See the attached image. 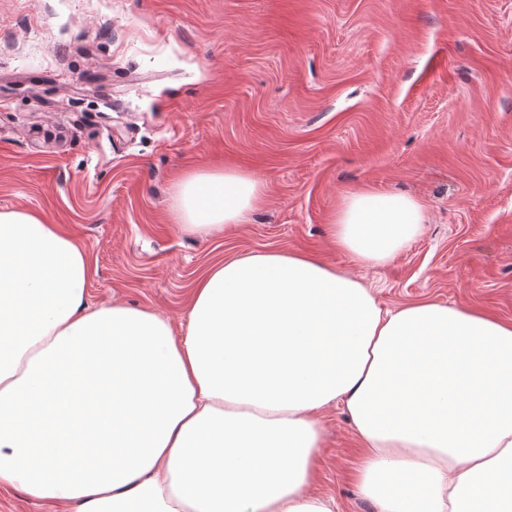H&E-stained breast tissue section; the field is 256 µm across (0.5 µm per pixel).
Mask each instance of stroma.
I'll list each match as a JSON object with an SVG mask.
<instances>
[{"label":"stroma","instance_id":"35a3bbf8","mask_svg":"<svg viewBox=\"0 0 512 512\" xmlns=\"http://www.w3.org/2000/svg\"><path fill=\"white\" fill-rule=\"evenodd\" d=\"M265 184L248 223L172 221L187 172ZM370 186L422 204L392 261L339 252L329 218ZM70 234L90 305L187 323L196 280L244 252H307L392 310L512 320V0H0V209ZM315 492L375 512L356 432L321 418Z\"/></svg>","mask_w":512,"mask_h":512}]
</instances>
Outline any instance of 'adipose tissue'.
I'll return each instance as SVG.
<instances>
[{
	"instance_id": "obj_1",
	"label": "adipose tissue",
	"mask_w": 512,
	"mask_h": 512,
	"mask_svg": "<svg viewBox=\"0 0 512 512\" xmlns=\"http://www.w3.org/2000/svg\"><path fill=\"white\" fill-rule=\"evenodd\" d=\"M174 223L207 233L265 202L236 169L175 187ZM416 200L365 187L330 221L367 266L421 232ZM85 250L0 209V495L75 512H334L310 491L321 413L361 442L353 481L379 512H512V321L475 304L382 310L359 279L304 252L211 267L175 332L89 306Z\"/></svg>"
}]
</instances>
